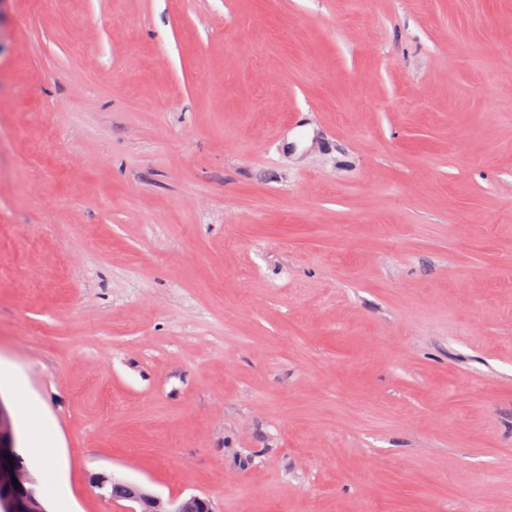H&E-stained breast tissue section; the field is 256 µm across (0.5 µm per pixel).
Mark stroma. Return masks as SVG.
Masks as SVG:
<instances>
[{
  "instance_id": "35a3bbf8",
  "label": "stroma",
  "mask_w": 512,
  "mask_h": 512,
  "mask_svg": "<svg viewBox=\"0 0 512 512\" xmlns=\"http://www.w3.org/2000/svg\"><path fill=\"white\" fill-rule=\"evenodd\" d=\"M0 367L51 512H512V0H0Z\"/></svg>"
}]
</instances>
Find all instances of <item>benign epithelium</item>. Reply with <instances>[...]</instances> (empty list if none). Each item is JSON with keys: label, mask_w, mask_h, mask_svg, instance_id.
<instances>
[{"label": "benign epithelium", "mask_w": 512, "mask_h": 512, "mask_svg": "<svg viewBox=\"0 0 512 512\" xmlns=\"http://www.w3.org/2000/svg\"><path fill=\"white\" fill-rule=\"evenodd\" d=\"M45 493L17 455L12 421L0 402V512H48ZM141 498L149 505L150 512H184L183 503L176 500L164 501L147 491Z\"/></svg>", "instance_id": "7a95c632"}]
</instances>
